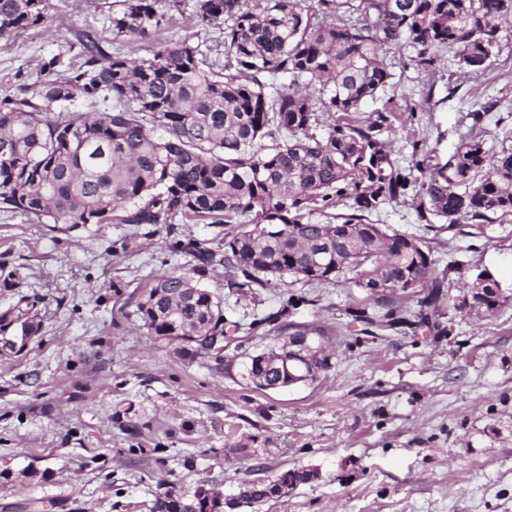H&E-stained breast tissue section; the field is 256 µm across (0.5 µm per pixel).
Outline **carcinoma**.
Listing matches in <instances>:
<instances>
[{
    "label": "carcinoma",
    "mask_w": 512,
    "mask_h": 512,
    "mask_svg": "<svg viewBox=\"0 0 512 512\" xmlns=\"http://www.w3.org/2000/svg\"><path fill=\"white\" fill-rule=\"evenodd\" d=\"M165 0H117L113 38L136 42L157 32ZM46 0H0V40L46 20ZM203 23L224 24V65L202 56L190 39L158 40L146 57L108 51L107 40L77 35L78 61L54 55L42 65L49 80L23 84L0 102V203L55 224L233 223L224 234L227 287L241 296L273 280L351 281L380 315L363 309L353 321L383 336L402 325L442 333L446 310L465 300L450 294L420 239L370 222L382 205L416 188L419 219L448 224L491 221L512 213V147L491 153L478 136L462 139L446 161H418L409 179L391 157L383 131L389 110L368 114L391 78L385 49L411 52L422 71L445 49L458 67L484 72L500 52L499 33L512 18V0H198ZM105 93L110 112L70 108ZM60 113L53 114V108ZM334 118L326 135L312 132L318 113ZM285 136L277 139L276 134ZM272 143H266L267 139ZM348 201L349 213L315 214ZM194 271L206 275L217 254L191 244ZM484 289L480 308L492 313L502 298L486 269L472 277ZM414 285L397 296L390 288ZM417 297L414 320L403 301ZM39 299L22 296L0 312V341L39 333ZM283 307L267 322L285 336L308 329L287 322ZM147 331L182 338L183 351L231 341L222 302L186 275L157 278L137 304ZM245 380H279L280 365L262 354L242 362ZM310 468L280 471L252 482L261 505L278 487L313 481ZM216 490H167L152 512H214Z\"/></svg>",
    "instance_id": "1"
}]
</instances>
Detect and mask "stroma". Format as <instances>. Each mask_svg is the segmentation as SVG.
<instances>
[{
  "label": "stroma",
  "mask_w": 512,
  "mask_h": 512,
  "mask_svg": "<svg viewBox=\"0 0 512 512\" xmlns=\"http://www.w3.org/2000/svg\"><path fill=\"white\" fill-rule=\"evenodd\" d=\"M115 2L48 0L44 24L0 44V100L43 79L44 59L75 60L78 32L111 38ZM157 36L224 57L222 27L198 21L197 0L166 8ZM387 58L380 98L397 118L383 137L402 169L446 158L471 134L493 152L512 146V24L478 76L462 73L449 50L429 73L407 52ZM488 101L494 109L473 123L471 111ZM371 220L421 239L449 281L453 260L489 269L504 302L490 315L451 312L441 336L383 341L352 324L368 304L353 283L290 277L243 297L217 265L201 282L240 331L222 359L187 355L149 336L136 303L158 277L191 274L188 240L223 252L224 226L41 223L1 204L0 266L17 271L19 285L0 287V310L38 298L42 329L20 353L0 355V470L9 472L0 512H149L173 485L231 496L300 466L317 479L258 512H512V215L427 224L405 196ZM283 307L288 321L321 329L330 367L314 382L263 391L238 362L272 344L250 325ZM30 466L44 478H25Z\"/></svg>",
  "instance_id": "stroma-1"
}]
</instances>
